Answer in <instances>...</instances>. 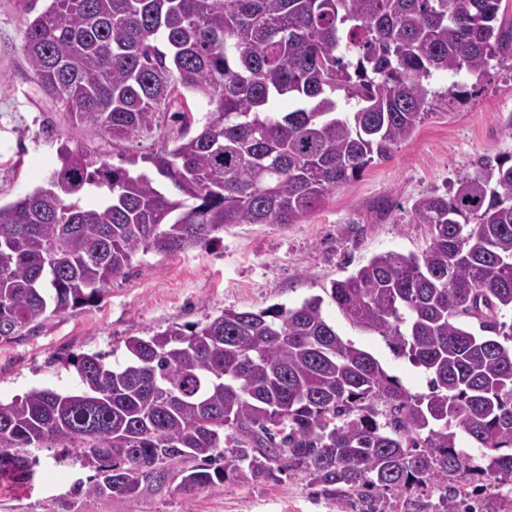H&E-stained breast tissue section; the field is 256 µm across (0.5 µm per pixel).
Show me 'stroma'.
<instances>
[{
	"mask_svg": "<svg viewBox=\"0 0 512 512\" xmlns=\"http://www.w3.org/2000/svg\"><path fill=\"white\" fill-rule=\"evenodd\" d=\"M20 0H0V202L45 183L58 164L57 148L82 131L42 95L23 59ZM448 75L429 81V113L392 157L374 161L357 179L331 191L296 224H236L205 247L138 254L98 305L53 318L44 331L0 344V398L34 387L73 390L68 361L96 351L123 360L124 341L171 326L206 322L221 310L296 306L322 297V311L343 340L373 354L389 375L416 394L428 377L396 357L378 333L350 322L326 295L332 282L396 251L421 254L430 243L415 223L421 197L450 193L484 159L512 156V61H491L479 76H460L461 94L448 102ZM32 484L0 482V512H59L75 480L92 471L59 449L38 448ZM74 512H352L301 476L279 483L233 481L189 496L167 481L125 500L85 498Z\"/></svg>",
	"mask_w": 512,
	"mask_h": 512,
	"instance_id": "stroma-1",
	"label": "stroma"
}]
</instances>
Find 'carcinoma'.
Returning <instances> with one entry per match:
<instances>
[{
	"label": "carcinoma",
	"mask_w": 512,
	"mask_h": 512,
	"mask_svg": "<svg viewBox=\"0 0 512 512\" xmlns=\"http://www.w3.org/2000/svg\"><path fill=\"white\" fill-rule=\"evenodd\" d=\"M21 2L25 60L87 136L60 144L46 185L0 204L1 343L101 302L141 250L298 223L413 133L424 81L512 60L502 0ZM190 97L206 111L185 110ZM176 104L179 132L153 153L114 165L94 143L149 137ZM413 216L431 234L422 254H378L330 298L423 369L429 393L344 341L318 296L223 310L188 332L127 338L122 363L81 355L76 390L0 400V479L30 481L27 449L51 443L95 471L72 484L74 502L135 498L173 473L186 494L286 473L388 512L389 491L445 485L464 499L479 473L512 481L500 453L512 449V156L417 200Z\"/></svg>",
	"instance_id": "obj_1"
}]
</instances>
